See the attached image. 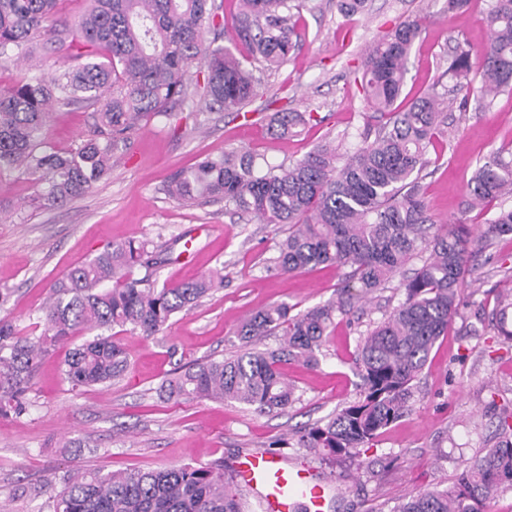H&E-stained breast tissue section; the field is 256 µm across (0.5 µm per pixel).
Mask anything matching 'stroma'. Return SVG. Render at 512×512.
<instances>
[{"mask_svg": "<svg viewBox=\"0 0 512 512\" xmlns=\"http://www.w3.org/2000/svg\"><path fill=\"white\" fill-rule=\"evenodd\" d=\"M487 0L452 10L447 0H367L348 20L337 0H304L299 37L280 69L257 66L253 110L240 116L210 110L192 95L167 115L143 123L129 148L117 151L109 174L61 207H46L42 183L17 171L0 172V319L34 329L51 284L92 259L108 244L147 239L171 248L157 274L175 285L213 269L224 284L187 313L175 316L163 334L146 340L132 331L118 338L129 354L119 380L81 390L65 379L63 351L45 356L26 393L27 412L0 416V502L12 512H52L47 496H31L35 485L58 483L66 470H148L237 463L255 450L331 477L340 497L331 512H369L411 493L449 486L465 461L496 441L497 416L512 405V341L498 336L497 306L512 291V238L491 237L470 262L471 273L458 309L413 384L412 410L369 447L360 466L326 465L319 454L286 446L295 431L330 416L357 397L353 359L359 337L404 294L399 279L368 301L337 316L321 364L297 363L282 370L298 399L281 414H262L237 403L169 400L157 389L183 364L222 358L240 342L235 331L250 313L287 303L303 311L335 297L343 271L332 264L294 273L268 270L285 237L282 224H266L215 201L185 206L165 186L178 171L206 155L251 153L271 163L302 159L331 141L349 153L375 120L355 81L367 47L407 16L424 29L410 50L405 99L443 80L456 41L472 48L473 71L483 66L488 32L482 22ZM56 57L34 45L28 59L0 63V89L19 78H51ZM310 112L314 118L295 138L274 136L271 113ZM91 122L79 105L54 108L42 131L57 151L76 149ZM512 148V94L500 95L489 111H452L448 128L429 148L422 173L428 212L435 224L465 218L480 233L493 209L465 208L466 185L491 153Z\"/></svg>", "mask_w": 512, "mask_h": 512, "instance_id": "obj_1", "label": "stroma"}]
</instances>
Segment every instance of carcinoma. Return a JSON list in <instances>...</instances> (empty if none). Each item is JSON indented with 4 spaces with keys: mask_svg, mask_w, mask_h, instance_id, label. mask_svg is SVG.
<instances>
[{
    "mask_svg": "<svg viewBox=\"0 0 512 512\" xmlns=\"http://www.w3.org/2000/svg\"><path fill=\"white\" fill-rule=\"evenodd\" d=\"M238 2V35L251 46L249 58L205 41L204 27H224L211 0H91L72 26L49 24L61 0H0V62L26 54L38 37L53 54L80 61L48 81L20 80L0 92V170L38 176L45 184L43 204L57 206L107 175L112 156L130 144L139 124L168 112L189 89L202 91L212 109L242 111L257 96L253 64L277 68L292 50V9L300 5ZM483 23L489 40L480 77L471 75L470 45L459 41L448 64L451 84L433 85L403 110L396 102L422 20L402 19L369 48L361 84L380 120L342 165L329 145L286 167L224 153L207 155L171 179L170 196L185 205L222 199L268 224L288 225L272 258L280 271L334 264L347 273L334 300L295 314L280 303L247 315L236 331L240 347L234 355L178 367L160 384L161 396L234 402L260 413L288 408L297 400L296 387L282 365L319 366L336 314L351 307V289L373 293L421 258L422 265L401 282L403 300L360 339L356 400L296 431L291 447L354 466L360 448L408 414L412 382L448 331L469 274V248L479 247L465 221L442 232L428 214L421 184L428 147L445 133L448 101H459L465 112L512 93V0H489ZM54 104L92 109L93 122L73 152L58 153L40 140ZM311 119L310 112H274L269 123L274 135L288 137ZM507 197L512 150L501 149L475 171L466 209ZM486 234L512 237V207H499ZM166 262L165 249L147 240L113 243L50 286L41 335L24 336L0 320V416L25 413V394L40 361L78 329L99 334L68 349L63 374L75 388L104 385L129 368L115 328L157 336L224 281L215 270L175 287L159 286L153 275ZM137 269L144 270L140 278L134 277ZM268 336L278 337V347L257 348ZM498 431V441L480 449L451 486L420 491L378 512H487L499 491L512 489V410H502ZM60 483L53 512H246L234 473L222 460L133 472L76 469Z\"/></svg>",
    "mask_w": 512,
    "mask_h": 512,
    "instance_id": "1",
    "label": "carcinoma"
}]
</instances>
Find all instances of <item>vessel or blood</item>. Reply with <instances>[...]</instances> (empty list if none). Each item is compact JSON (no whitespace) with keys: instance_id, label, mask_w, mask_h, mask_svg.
<instances>
[{"instance_id":"obj_1","label":"vessel or blood","mask_w":512,"mask_h":512,"mask_svg":"<svg viewBox=\"0 0 512 512\" xmlns=\"http://www.w3.org/2000/svg\"><path fill=\"white\" fill-rule=\"evenodd\" d=\"M235 479L267 512H323L334 489L333 480L314 478L309 470L285 464L267 452L244 456L236 467Z\"/></svg>"}]
</instances>
